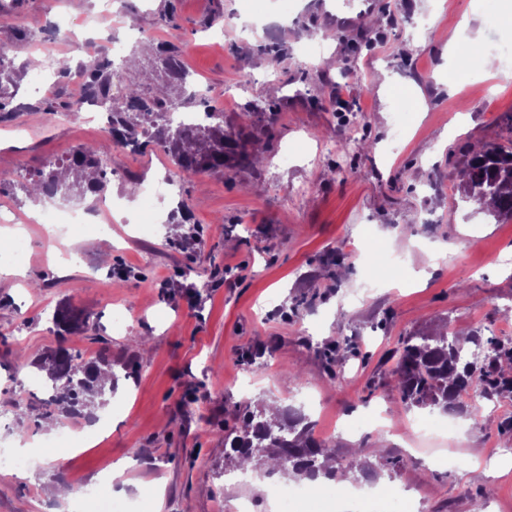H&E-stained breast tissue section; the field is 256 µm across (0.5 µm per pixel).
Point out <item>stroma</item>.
<instances>
[{
    "label": "stroma",
    "mask_w": 512,
    "mask_h": 512,
    "mask_svg": "<svg viewBox=\"0 0 512 512\" xmlns=\"http://www.w3.org/2000/svg\"><path fill=\"white\" fill-rule=\"evenodd\" d=\"M472 25L459 32L463 15ZM436 17L441 39L423 38ZM73 30L72 44L46 41L73 61L101 45L125 42L134 62L115 63L112 91L137 85L154 96L165 88L162 42L182 60L237 130L249 103H272L263 125V158L179 180L154 200L166 215L185 203L200 232L197 244L174 242L167 224L143 233L134 185L172 171L159 149L133 153L108 144L106 132L66 107L74 80L32 87L27 69L16 90L23 108L0 121V451L25 447L27 470L0 468V512H72L49 498L50 486L91 484L122 462L124 484L113 496L139 512H232L242 500L272 512L260 470L232 480L224 470V429L260 399L303 408L324 440L337 474L355 489L362 462L387 460L377 484L406 487L413 512H475L495 494L512 512V395L478 436H418L427 410L406 406L391 376L402 340L428 327L512 339V220L495 221L455 192L465 147L512 138V83L491 46L512 33V0H0V48L19 51L31 21ZM332 30L320 57L299 54L301 28ZM288 43L284 68L262 52L273 38ZM481 43L468 67L477 81L467 110L449 88L451 50ZM353 69L345 79L337 60ZM43 102L56 111H40ZM464 122H457V113ZM408 133L399 151L388 144ZM348 150H341V142ZM80 144L103 146L111 174L107 197L118 201L112 228L66 227L82 203L56 196L33 202L31 172L50 170ZM42 214L63 231L52 239L30 223ZM23 225L24 257L9 253ZM401 258L402 274L366 289L370 258L364 237ZM79 252L76 265L61 253ZM126 270L116 282L113 270ZM66 302L87 314L89 330L67 337L72 352L105 350L121 365L105 392L102 431L73 422L76 454L58 459L47 448L40 398L15 383L29 360L55 347L49 311ZM128 327L116 331L112 313ZM348 340L351 354L333 344ZM509 449L508 472L471 481V460Z\"/></svg>",
    "instance_id": "35a3bbf8"
}]
</instances>
